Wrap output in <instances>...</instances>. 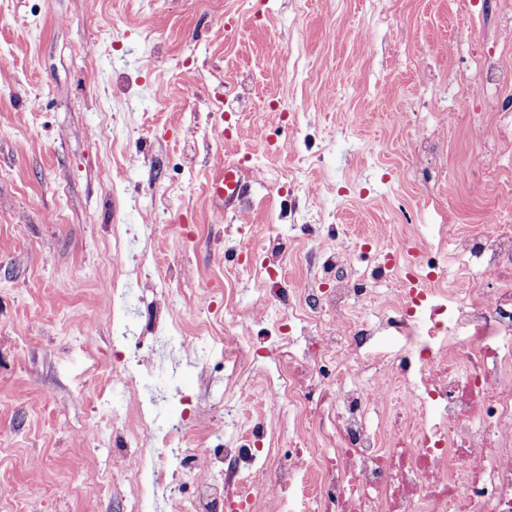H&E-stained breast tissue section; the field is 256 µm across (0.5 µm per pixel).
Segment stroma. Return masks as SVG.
Returning <instances> with one entry per match:
<instances>
[{
  "label": "stroma",
  "mask_w": 512,
  "mask_h": 512,
  "mask_svg": "<svg viewBox=\"0 0 512 512\" xmlns=\"http://www.w3.org/2000/svg\"><path fill=\"white\" fill-rule=\"evenodd\" d=\"M484 2L0 0V512H125L138 405L178 402L191 429L205 398L213 448L263 422L222 414L276 377L264 270L323 293L342 252L391 313L416 236L454 287L452 237L512 225V148L472 62L512 69V0ZM228 162L258 180L224 217ZM171 322L204 337L198 366L149 361ZM229 324L267 350L232 381Z\"/></svg>",
  "instance_id": "35a3bbf8"
}]
</instances>
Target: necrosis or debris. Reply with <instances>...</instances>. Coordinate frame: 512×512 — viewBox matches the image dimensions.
Here are the masks:
<instances>
[{
  "label": "necrosis or debris",
  "instance_id": "obj_1",
  "mask_svg": "<svg viewBox=\"0 0 512 512\" xmlns=\"http://www.w3.org/2000/svg\"><path fill=\"white\" fill-rule=\"evenodd\" d=\"M489 110L512 138L505 75L479 59ZM461 283L443 297L400 289L395 314L350 312L367 289L337 276L330 297L307 289L289 321L303 341L279 332L280 385L265 417L291 408L287 460L227 441L209 453L208 479L182 512H279L299 471L311 473L313 512H512V226L455 237ZM402 346L381 347L387 336ZM187 429L142 419L134 440L143 465L126 512H151L173 466L190 467Z\"/></svg>",
  "mask_w": 512,
  "mask_h": 512
}]
</instances>
